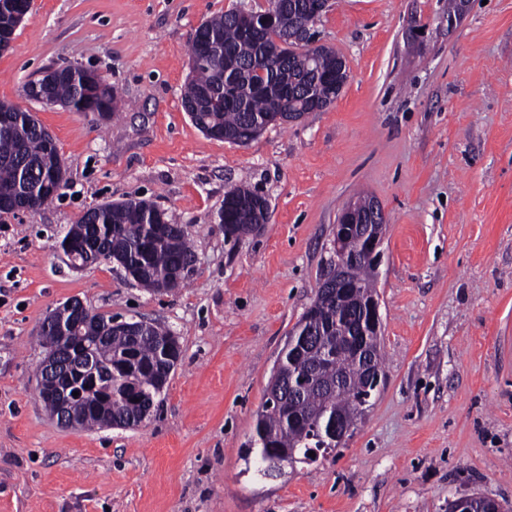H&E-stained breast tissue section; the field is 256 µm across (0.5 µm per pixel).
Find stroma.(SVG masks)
<instances>
[{
	"instance_id": "stroma-1",
	"label": "stroma",
	"mask_w": 512,
	"mask_h": 512,
	"mask_svg": "<svg viewBox=\"0 0 512 512\" xmlns=\"http://www.w3.org/2000/svg\"><path fill=\"white\" fill-rule=\"evenodd\" d=\"M237 0H33L0 53V101L54 136L67 186L0 214V512H448L479 494L512 504V0H331L320 45L349 80L329 109L237 145L181 105L190 36ZM98 72L111 119L26 100L53 68ZM271 219L239 244L218 212L231 186ZM386 233L376 293L382 382L344 444L285 474L246 470V443L289 334L335 259L358 195ZM146 199L176 216L195 260L149 293L113 262L57 249L89 208ZM78 298L155 321L181 362L137 428H64L36 394L43 317Z\"/></svg>"
}]
</instances>
